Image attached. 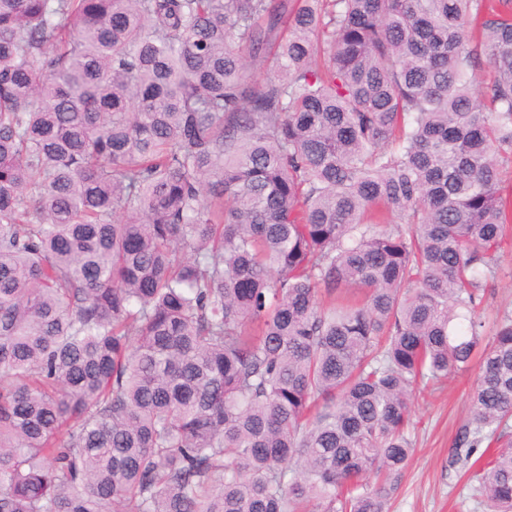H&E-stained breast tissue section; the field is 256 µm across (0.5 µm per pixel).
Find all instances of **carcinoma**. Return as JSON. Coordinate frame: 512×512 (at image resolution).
<instances>
[{
	"label": "carcinoma",
	"instance_id": "obj_1",
	"mask_svg": "<svg viewBox=\"0 0 512 512\" xmlns=\"http://www.w3.org/2000/svg\"><path fill=\"white\" fill-rule=\"evenodd\" d=\"M507 163L512 0H0V512H389L477 350L512 512ZM499 265L497 278L489 281L486 287L488 292L483 311L486 325H492L504 308L512 310V240L503 245Z\"/></svg>",
	"mask_w": 512,
	"mask_h": 512
}]
</instances>
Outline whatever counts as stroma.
<instances>
[{
	"label": "stroma",
	"instance_id": "obj_1",
	"mask_svg": "<svg viewBox=\"0 0 512 512\" xmlns=\"http://www.w3.org/2000/svg\"><path fill=\"white\" fill-rule=\"evenodd\" d=\"M498 276L487 284L483 316L493 322L503 309L512 310V242L504 244ZM478 363L449 375L441 387L419 385L411 405L416 425L413 450L403 471L390 512H483L473 490L468 465L451 453L465 424Z\"/></svg>",
	"mask_w": 512,
	"mask_h": 512
}]
</instances>
